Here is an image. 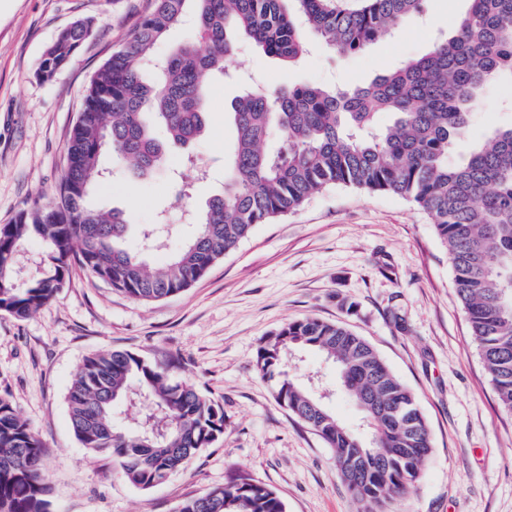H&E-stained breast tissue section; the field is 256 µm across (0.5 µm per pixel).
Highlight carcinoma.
I'll use <instances>...</instances> for the list:
<instances>
[{
	"mask_svg": "<svg viewBox=\"0 0 512 512\" xmlns=\"http://www.w3.org/2000/svg\"><path fill=\"white\" fill-rule=\"evenodd\" d=\"M427 0H150V9L92 76L66 145L57 197L35 201L0 228V313L25 319L54 298L73 266L134 300L178 295L206 275L260 224L342 186L399 195L423 210L445 245L454 286L478 355L501 408L512 413V126L493 130L457 163L448 161L486 84L512 73V0H466L451 33L418 59L354 89L301 85L275 92L250 88L231 105L234 149L224 162V192L194 214L195 231L159 267L143 252L159 249L170 230L164 217L127 246L124 213L91 202L111 156L138 178L156 174L167 155L207 132L206 88L228 75L241 42L292 66L312 32L333 52L366 49ZM193 19V41L171 48L149 67L152 49ZM77 22L42 55L39 69H64L87 39ZM392 124L377 126V115ZM167 134L164 143L155 128ZM276 137L279 146L265 148ZM43 247L44 272L13 277L24 243ZM297 347L315 349L337 366L343 391L357 405L386 411L372 418L373 440L342 425L288 365ZM256 367L274 383L275 398L331 448L340 478L355 497L383 507L420 479L433 452L415 394L377 350L341 323L291 320L264 340ZM135 404L132 426L117 408ZM80 445L112 462L113 472L148 490L224 434V408L195 385L174 382L156 363L128 350L86 357L67 392ZM377 450L367 471L359 452ZM44 444L0 394V512H51L41 470ZM176 512H286L271 488L241 482L183 500Z\"/></svg>",
	"mask_w": 512,
	"mask_h": 512,
	"instance_id": "obj_1",
	"label": "carcinoma"
}]
</instances>
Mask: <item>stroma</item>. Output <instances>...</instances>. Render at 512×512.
<instances>
[{
    "label": "stroma",
    "mask_w": 512,
    "mask_h": 512,
    "mask_svg": "<svg viewBox=\"0 0 512 512\" xmlns=\"http://www.w3.org/2000/svg\"><path fill=\"white\" fill-rule=\"evenodd\" d=\"M148 0H0V225L34 201H50L65 169L67 136L91 76L146 13ZM465 0H427L363 52L341 56L311 43L285 67L244 44L237 78L208 91V132L191 153L203 180L184 171L132 182L121 167L97 189L98 206L124 212L137 230L165 213L173 232L151 263L190 236L187 211L224 191L236 138L227 118L242 87L352 88L425 55L465 10ZM95 25L53 80L39 79L45 49L75 22ZM512 125V75L501 74L471 109L450 161L498 127ZM354 301L348 314L340 299ZM342 321L366 338L414 392L433 454L417 485L387 512H512V414L498 404L453 285L448 254L427 215L388 193L332 187L253 235L182 294L143 303L73 268L58 296L23 320L0 314V391L42 439L51 512H175L183 499L243 479L275 490L287 512H359L331 448L280 406L256 370L261 341L289 320ZM128 349L168 367L224 407V433L162 484L141 490L77 441L66 393L83 359ZM299 374L330 389L339 420L362 431V415L337 394L336 369L295 351Z\"/></svg>",
    "instance_id": "stroma-1"
}]
</instances>
